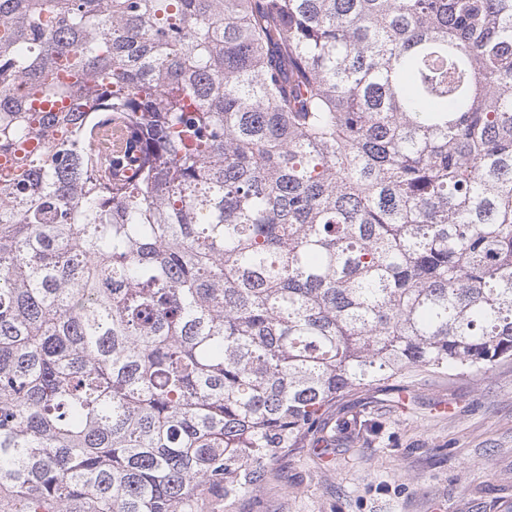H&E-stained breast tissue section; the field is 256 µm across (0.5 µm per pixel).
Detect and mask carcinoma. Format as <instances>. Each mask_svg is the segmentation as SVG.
<instances>
[{"label": "carcinoma", "instance_id": "obj_1", "mask_svg": "<svg viewBox=\"0 0 512 512\" xmlns=\"http://www.w3.org/2000/svg\"><path fill=\"white\" fill-rule=\"evenodd\" d=\"M508 362L512 0H0V512H197Z\"/></svg>", "mask_w": 512, "mask_h": 512}]
</instances>
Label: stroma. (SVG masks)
Returning <instances> with one entry per match:
<instances>
[{
	"label": "stroma",
	"instance_id": "stroma-1",
	"mask_svg": "<svg viewBox=\"0 0 512 512\" xmlns=\"http://www.w3.org/2000/svg\"><path fill=\"white\" fill-rule=\"evenodd\" d=\"M343 416L362 423L350 451L309 435L262 468L257 490L202 496V512H512V363L349 395L326 427Z\"/></svg>",
	"mask_w": 512,
	"mask_h": 512
}]
</instances>
